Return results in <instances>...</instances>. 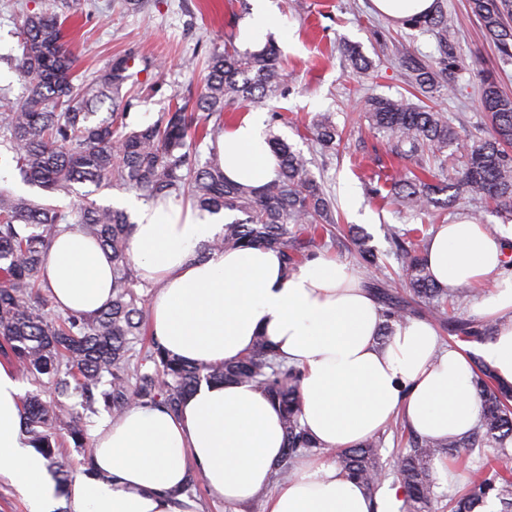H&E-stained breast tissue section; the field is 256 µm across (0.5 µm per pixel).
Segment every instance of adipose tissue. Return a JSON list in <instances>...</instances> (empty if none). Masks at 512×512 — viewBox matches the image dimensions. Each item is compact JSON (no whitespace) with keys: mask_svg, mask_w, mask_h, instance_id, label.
Returning a JSON list of instances; mask_svg holds the SVG:
<instances>
[{"mask_svg":"<svg viewBox=\"0 0 512 512\" xmlns=\"http://www.w3.org/2000/svg\"><path fill=\"white\" fill-rule=\"evenodd\" d=\"M226 175L259 187L275 175L266 115L246 113L224 131ZM213 217L168 198L139 206L131 247L154 336L172 356L191 362L238 360L265 337L278 356L302 371L300 421L324 449L352 448L394 417L419 436L445 441L473 431L480 416L473 356L512 384V268L504 235L467 219L439 225L425 258L436 284L452 291L482 285L477 315L495 326L473 352L441 348L434 326L409 319L386 345L376 338L382 307L350 264L320 255L285 274L278 250L243 247L197 253L222 234ZM62 310L94 313L112 294V266L84 234H54L45 281ZM21 383L0 361V477L30 512H203L187 483L199 476L209 494L242 506L266 493V512H397L401 486L371 499L336 463L298 460L275 480L286 445L282 411L244 383H201L178 412L133 404L94 428L87 464L59 489L48 462L22 424Z\"/></svg>","mask_w":512,"mask_h":512,"instance_id":"1","label":"adipose tissue"}]
</instances>
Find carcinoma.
<instances>
[{
  "label": "carcinoma",
  "instance_id": "obj_1",
  "mask_svg": "<svg viewBox=\"0 0 512 512\" xmlns=\"http://www.w3.org/2000/svg\"><path fill=\"white\" fill-rule=\"evenodd\" d=\"M471 12L494 42L500 57L512 61V0H469ZM64 24L55 12L28 15L20 27L22 56L16 71L27 85L17 101L0 98V141L13 153L22 180L48 192H70L75 184L95 189L119 186L143 193L149 200L187 197L199 210L221 211L242 217L224 224V233L203 253L245 246L276 248L290 274L317 256L313 248L336 223L333 203L315 180L309 161L275 134L268 137L278 165L275 176L260 189L230 180L224 174L217 148L199 164L192 149L197 137L216 139L224 130V112L240 102L261 103L283 82V62L271 42L257 51H240L232 43L209 55L207 74L196 100V111L177 106L152 124L127 128L129 99L123 89L133 79L135 57L112 56L107 67L90 82L78 81L74 59L64 42ZM435 36L440 57L426 61L399 52V65L413 97L368 99L372 128L385 132L391 152L415 160L420 173L407 171L393 182V196L418 212L445 208L455 202L452 189L464 190L476 201H490L512 212V96L498 83L483 79L482 104L488 112L491 135L460 136L448 116L420 102L437 92L442 76L465 68L455 53V22L442 10L410 23ZM357 70L371 61L355 45L343 48ZM109 104L108 116L94 121L97 108ZM321 148L336 147L338 129L333 115L324 113L310 127ZM456 147L462 158L454 181L443 170L427 165L424 155ZM444 194L441 200L437 195ZM87 191L76 203L75 224L110 253L112 300L93 314L69 313L53 317L49 299L41 294L50 239L65 216L52 205L36 203L0 189V355L40 386L48 379L49 394L32 392L22 401L23 427L53 465L62 482L68 470L56 461L57 437L66 431L72 441H85L82 417L62 413L63 400L82 399V407L97 412L99 403L117 416L135 402L162 405L175 412L198 384L248 383L279 403L283 411L286 447L276 477L285 465L322 452L300 422L302 371L277 358L267 341L257 338L253 348L231 363L184 362L168 356L155 338L139 352L134 343L147 335L150 316L137 291L140 281L130 254L132 221L120 209L102 206ZM295 226L290 230L289 226ZM351 240L367 269L380 270V257L364 235L352 231ZM397 259L403 286L421 314L448 325V332L465 343H479L493 335L488 323L464 321L448 312L471 293L462 286L449 293L437 286L420 244L400 240ZM384 335L416 313L379 284ZM474 386L480 400V426L463 439L445 443L422 437L412 441L397 460V484L404 489L398 512H431L437 496L432 471L435 459L468 457L487 443L497 451L501 469L492 475L472 474L455 499L452 512H478L490 497L500 512H512V390L490 387L491 368L475 361ZM381 439H368L355 448L332 451L337 465L372 497L388 477L380 457Z\"/></svg>",
  "mask_w": 512,
  "mask_h": 512
}]
</instances>
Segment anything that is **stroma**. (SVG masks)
<instances>
[{
	"label": "stroma",
	"instance_id": "35a3bbf8",
	"mask_svg": "<svg viewBox=\"0 0 512 512\" xmlns=\"http://www.w3.org/2000/svg\"><path fill=\"white\" fill-rule=\"evenodd\" d=\"M457 23L456 52L466 70L455 76L456 88L441 91L436 105L459 131L484 134L489 119L481 106L479 71L496 76L502 90L512 95V62H503L469 10V0H443ZM53 0H0V89L11 98L22 97L25 86L14 70L22 54L19 27L25 16L51 8ZM70 16L65 40L76 58L83 79L107 66L112 55L134 49L139 55L165 60L164 71L136 64V76L127 85L132 98L127 122L148 125L174 103L194 104L205 76L210 52L224 42L236 41L238 31L252 15L255 0H149L146 10L124 9L123 0H68ZM273 41L285 63V77L276 96L267 98L264 112H277L281 121L272 131L300 150L310 169L336 207L334 236L324 237L320 254L349 263L358 258L348 237L356 225L370 237L369 244L385 259L384 272L364 271L368 287L392 277L399 264L386 227L412 233L422 242L431 226L462 218L485 225H512V215L459 196L442 214L418 213L373 194L370 180L398 177L403 161L394 155L389 139L369 130L362 106L366 98H396L407 85L393 57L396 47L428 57L439 55L430 32L392 22L377 15L370 0H270ZM346 44L357 45L372 67L358 72L343 55ZM330 112L342 132L336 150L326 152L312 140L311 119ZM0 187L61 210L75 222L73 204L84 185L72 193L49 194L23 184L11 154L0 147Z\"/></svg>",
	"mask_w": 512,
	"mask_h": 512
}]
</instances>
